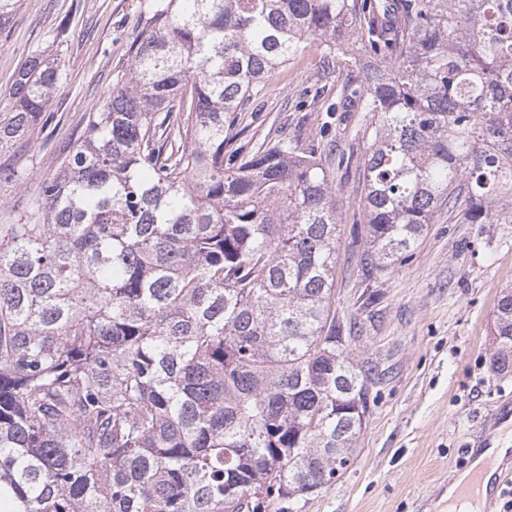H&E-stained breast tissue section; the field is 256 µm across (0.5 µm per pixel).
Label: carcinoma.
I'll use <instances>...</instances> for the list:
<instances>
[{
  "mask_svg": "<svg viewBox=\"0 0 512 512\" xmlns=\"http://www.w3.org/2000/svg\"><path fill=\"white\" fill-rule=\"evenodd\" d=\"M310 39L350 57L365 154L224 151ZM131 53L38 206L0 224V508L284 512L351 466L383 379L330 318L336 172L363 186L369 280L444 209L512 215V0H152ZM61 76L39 52L17 69L0 151ZM493 336L509 374L512 286Z\"/></svg>",
  "mask_w": 512,
  "mask_h": 512,
  "instance_id": "obj_1",
  "label": "carcinoma"
}]
</instances>
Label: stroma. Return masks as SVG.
<instances>
[{"mask_svg": "<svg viewBox=\"0 0 512 512\" xmlns=\"http://www.w3.org/2000/svg\"><path fill=\"white\" fill-rule=\"evenodd\" d=\"M149 0H20L0 31V92L33 52L58 55L63 77L32 140L0 152V166L19 169L22 182L0 181V224L32 208L43 179L58 172L79 142L90 112L125 78L129 47ZM322 50L309 42L244 114L242 141L273 136L276 127L301 135L303 146L362 148L355 117L336 91L351 68L336 58L322 73ZM338 259L332 308L342 325H356L355 362L385 371L373 388L353 466L336 482L291 504L289 512H448V487L473 460L479 435L512 448V374L490 369L495 305L512 285V223L459 224L441 214L417 248L385 276L367 281L364 206L353 178L337 176ZM376 301L364 306V291Z\"/></svg>", "mask_w": 512, "mask_h": 512, "instance_id": "stroma-1", "label": "stroma"}]
</instances>
